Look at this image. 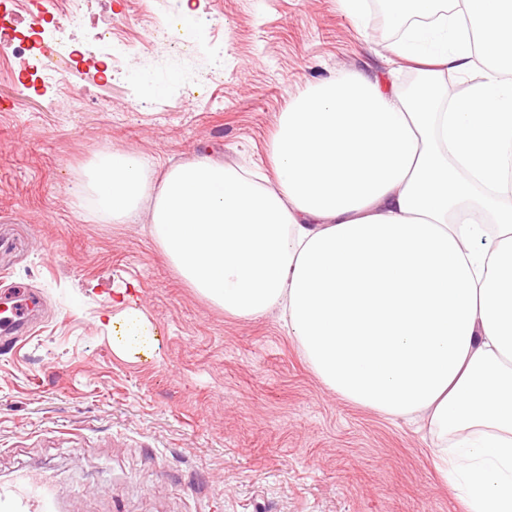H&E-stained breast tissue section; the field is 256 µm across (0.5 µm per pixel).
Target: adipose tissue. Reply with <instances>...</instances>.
I'll return each mask as SVG.
<instances>
[{
  "instance_id": "adipose-tissue-1",
  "label": "adipose tissue",
  "mask_w": 512,
  "mask_h": 512,
  "mask_svg": "<svg viewBox=\"0 0 512 512\" xmlns=\"http://www.w3.org/2000/svg\"><path fill=\"white\" fill-rule=\"evenodd\" d=\"M407 91L346 72L299 92L270 146L272 183L199 156L160 182L102 152L75 187L150 236L226 314L277 312L333 393L436 440L466 512H512V0H388ZM465 86L454 90L449 73ZM153 343L129 289L97 317Z\"/></svg>"
}]
</instances>
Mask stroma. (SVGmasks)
Listing matches in <instances>:
<instances>
[{"mask_svg": "<svg viewBox=\"0 0 512 512\" xmlns=\"http://www.w3.org/2000/svg\"><path fill=\"white\" fill-rule=\"evenodd\" d=\"M182 6L89 0L84 34L132 46L111 81L96 60L57 80L0 55V297L41 299L35 334L0 351V482L49 474L62 512H463L424 432L328 391L277 314H224L146 222H101L74 194L104 147L156 180L199 155L266 169L299 91L391 67L375 0L360 23L339 0H202L197 25ZM123 287L157 337L137 362L97 324Z\"/></svg>", "mask_w": 512, "mask_h": 512, "instance_id": "stroma-1", "label": "stroma"}]
</instances>
